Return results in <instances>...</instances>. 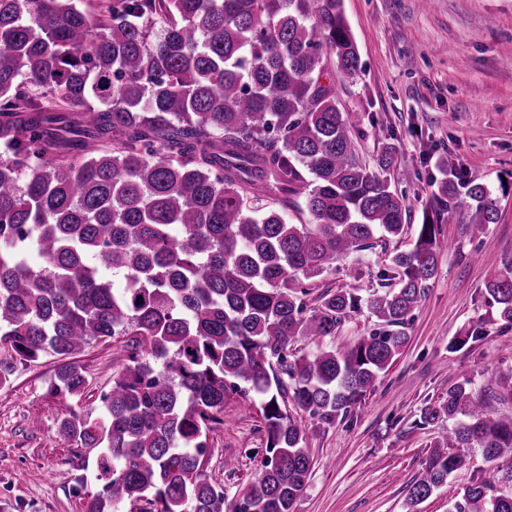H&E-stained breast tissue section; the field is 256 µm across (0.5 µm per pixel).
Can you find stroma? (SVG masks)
<instances>
[{"mask_svg":"<svg viewBox=\"0 0 512 512\" xmlns=\"http://www.w3.org/2000/svg\"><path fill=\"white\" fill-rule=\"evenodd\" d=\"M342 9L360 71L336 73V102L356 119L363 164L376 167L383 144H394L391 181L408 205V228L385 248L340 258L312 295L353 281L362 299L381 294L389 255L414 244L444 165L486 183L498 216L480 234L465 223L442 225L437 273L405 329L408 345L352 418L331 426L298 413L313 467L294 512H448L457 492L491 478L496 465L469 449L447 484L409 509V488L448 426L421 423L422 411L464 382L512 412V324L485 290L512 267V0H342ZM125 358L120 340L86 346L73 358L84 392L63 400L48 389L56 356L17 364L0 387V512H84L99 490L97 454L66 442L60 422L73 410L97 411ZM259 425L253 400H225L224 427L209 438L203 471L227 502L260 469Z\"/></svg>","mask_w":512,"mask_h":512,"instance_id":"35a3bbf8","label":"stroma"}]
</instances>
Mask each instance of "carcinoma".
<instances>
[{
	"label": "carcinoma",
	"mask_w": 512,
	"mask_h": 512,
	"mask_svg": "<svg viewBox=\"0 0 512 512\" xmlns=\"http://www.w3.org/2000/svg\"><path fill=\"white\" fill-rule=\"evenodd\" d=\"M329 56L357 73L342 0H0V385L52 353L49 391L79 396L72 355L132 337L99 414L60 426L100 449L88 512H224L202 459L231 393L260 398L265 432L233 512H293L312 458L288 403L322 424L352 417L407 346L440 225L496 223L488 186L470 178L461 193L447 171L413 247L391 256L396 287L369 301L379 330L292 357L361 307L355 286L312 306V283L406 226L395 150L376 171L359 163ZM300 198L310 219L289 224L282 210ZM486 291L512 323V272ZM441 417L452 426L410 507L457 470L450 448L510 462L512 482V413L459 383L423 413ZM448 512H512V494L475 480Z\"/></svg>",
	"instance_id": "carcinoma-1"
}]
</instances>
